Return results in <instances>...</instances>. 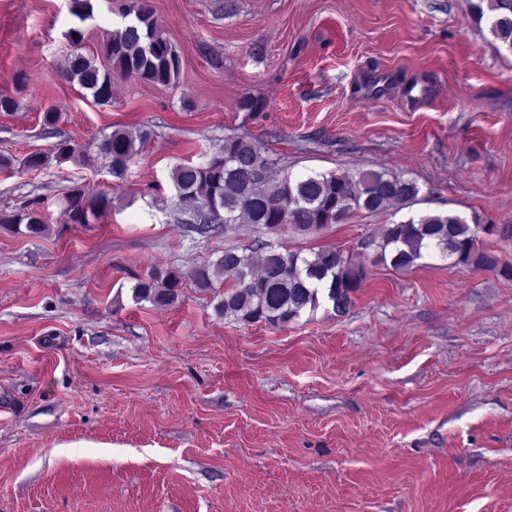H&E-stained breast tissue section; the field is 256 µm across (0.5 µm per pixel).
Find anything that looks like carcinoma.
I'll return each mask as SVG.
<instances>
[{
  "label": "carcinoma",
  "instance_id": "cac0c4a2",
  "mask_svg": "<svg viewBox=\"0 0 512 512\" xmlns=\"http://www.w3.org/2000/svg\"><path fill=\"white\" fill-rule=\"evenodd\" d=\"M71 12L80 20L93 18L92 0H71ZM477 21L488 18L494 41L512 52V0H477L472 5ZM134 19L105 34L101 51L110 63L101 70L94 59L81 53L70 55L61 77L91 93L106 104L112 100V80L134 75L144 82L174 85L181 71L179 53L163 37L147 0H130L123 17ZM147 131L117 128L100 142L78 146L61 140L53 154L33 151L21 159L0 155V169L19 166L36 171L46 167L49 157L62 163L75 156L90 158L96 147L115 178H122L129 163L148 141ZM278 166L253 138L224 137V145L200 164H179L170 173L176 206L189 216L187 224L205 233L211 224L229 230L236 224H254L269 233L297 229L319 233L331 224H341L353 213L365 210L383 213L412 203L419 194L416 182L388 171L370 170L350 176L336 172L294 177L284 173L269 176ZM65 213L72 224H91L110 208V198L92 190L74 189L65 197ZM42 202L33 199L16 211H1L0 224L39 234L46 229ZM512 239V225L468 223L459 214L428 213L405 222L387 224L377 241L379 258L397 270L412 268L417 261L436 254L453 260L455 266L487 270L498 267V259L478 249L479 235ZM230 275L215 305L224 318L247 323L287 324L332 302L338 314L349 309L351 295L360 288L366 273L337 249H321L305 256L300 251H266L258 245L241 251L226 249L214 263L196 266L191 282L197 290H215V283ZM183 280L174 271L154 270L131 287L137 301L156 307L178 302Z\"/></svg>",
  "mask_w": 512,
  "mask_h": 512
}]
</instances>
